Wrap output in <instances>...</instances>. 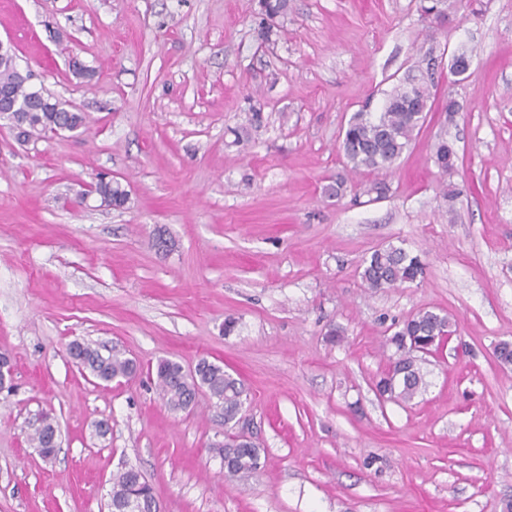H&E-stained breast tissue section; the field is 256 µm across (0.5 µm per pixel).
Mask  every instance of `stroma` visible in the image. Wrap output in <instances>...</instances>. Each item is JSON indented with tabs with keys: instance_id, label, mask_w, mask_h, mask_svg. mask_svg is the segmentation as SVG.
I'll return each mask as SVG.
<instances>
[{
	"instance_id": "35a3bbf8",
	"label": "stroma",
	"mask_w": 512,
	"mask_h": 512,
	"mask_svg": "<svg viewBox=\"0 0 512 512\" xmlns=\"http://www.w3.org/2000/svg\"><path fill=\"white\" fill-rule=\"evenodd\" d=\"M420 5L288 0L263 45L258 0H0V41L30 87L86 118L25 143L0 121V353L13 363L0 512H108L124 466L148 478L160 512H503L512 0H441L438 18ZM461 51L473 62L458 81ZM429 52L433 113L392 171L350 173V116ZM73 58L92 77L76 78ZM443 137L459 155L447 175L434 162ZM100 173L128 190L127 208L70 196ZM159 227L170 253L152 246ZM391 244L424 274L372 290L363 262ZM422 309L455 331L424 357L425 392L397 404L376 382L389 337ZM75 339L117 346L140 370L100 383L70 358ZM203 356L245 384L244 423L265 450L251 477L225 480L207 395L172 412L147 374ZM46 413L60 431L48 461L26 439Z\"/></svg>"
}]
</instances>
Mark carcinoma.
Returning a JSON list of instances; mask_svg holds the SVG:
<instances>
[{
  "label": "carcinoma",
  "instance_id": "1",
  "mask_svg": "<svg viewBox=\"0 0 512 512\" xmlns=\"http://www.w3.org/2000/svg\"><path fill=\"white\" fill-rule=\"evenodd\" d=\"M260 21L258 34L262 42L269 43L277 34L273 19L285 14L288 0H258ZM426 69L419 73L405 74L386 94L378 112H356L343 132L341 148L347 165L353 171H389L409 146L415 130L421 128L428 112L419 106L427 97L428 84L432 83L431 55L425 56ZM28 77L15 69L12 59L0 54V94L18 106L27 107L25 112L0 109V120L20 121L24 137L40 135L62 125L82 127L85 117L65 107V104L49 95L28 90ZM453 145L447 139L438 141L435 163L442 173L455 169L450 158ZM100 197L107 205L123 209L129 202V193L122 184L112 178L97 183ZM423 275V264L416 255L405 249L389 245L374 250L364 261L361 277L373 290L395 288L404 283H414ZM453 322L446 314L421 310L407 319L390 338L395 347V357L377 381V388L390 401L408 403L425 391L426 382L419 353L425 347L438 346L452 333ZM77 365L93 377L110 382L136 375L135 361L124 352L106 345H84ZM195 374L183 371V366L171 359L159 360L151 372L154 385L164 404L173 412H183L195 403L196 396L204 392L214 401L224 421V444L218 448L224 461V478L237 480L257 473L261 468L264 449L234 432L244 406L246 388L243 381L224 370V365L209 363L203 358L195 365ZM57 425L47 416L27 433V441L37 448L40 455L51 459L59 448L55 438ZM110 502L116 512L135 502L143 512H153L156 497L152 485L140 477L132 467L112 475Z\"/></svg>",
  "mask_w": 512,
  "mask_h": 512
}]
</instances>
